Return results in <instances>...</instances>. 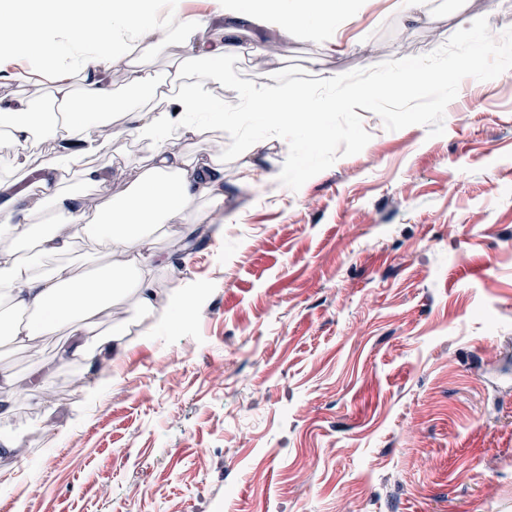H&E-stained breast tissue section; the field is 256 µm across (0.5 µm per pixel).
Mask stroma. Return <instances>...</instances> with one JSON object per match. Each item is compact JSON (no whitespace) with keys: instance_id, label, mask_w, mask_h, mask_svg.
<instances>
[{"instance_id":"1","label":"stroma","mask_w":512,"mask_h":512,"mask_svg":"<svg viewBox=\"0 0 512 512\" xmlns=\"http://www.w3.org/2000/svg\"><path fill=\"white\" fill-rule=\"evenodd\" d=\"M279 37L246 26L225 58L254 84L273 68L310 78L437 49L479 17L512 27V0H331ZM383 43L382 56L359 50ZM293 191L287 151L265 139L224 165V221L156 272L197 313L142 327L125 308L112 355L57 365L18 398V447L0 453V512H512V70L464 79L445 133L387 130ZM115 142L105 189L146 158ZM0 349L27 375L52 358Z\"/></svg>"}]
</instances>
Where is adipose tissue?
I'll list each match as a JSON object with an SVG mask.
<instances>
[{"mask_svg":"<svg viewBox=\"0 0 512 512\" xmlns=\"http://www.w3.org/2000/svg\"><path fill=\"white\" fill-rule=\"evenodd\" d=\"M300 2L297 11L288 0H224V38L205 42L196 37L201 19L183 14L180 0H170L164 18L154 0H0V58L18 54L28 61L20 76L23 95L0 108V302L29 315L25 321L0 318V339L26 347L63 325L76 341L59 350L58 361L89 359L112 350L111 340L94 330L97 317L129 299L137 310H154L151 236L188 220L210 223L224 209L225 107L209 92L230 81L224 58L238 25L266 15L281 32H291L301 24L302 9L323 0ZM174 23L182 32L181 56L156 83L138 62ZM61 35L92 42L94 50L63 63ZM117 68L133 86L167 93L163 107L130 106L118 132L108 78ZM46 93L54 111H34ZM244 99V113L281 131L298 122L320 130L326 113L340 106L275 81L249 87ZM120 134L149 145L150 156L124 196L93 205L87 189L107 182ZM201 134L205 153L189 158L181 143ZM48 138L63 141V148L31 167L29 148ZM79 244L95 262L91 272L65 263L37 269V258L62 257Z\"/></svg>","mask_w":512,"mask_h":512,"instance_id":"adipose-tissue-1","label":"adipose tissue"}]
</instances>
